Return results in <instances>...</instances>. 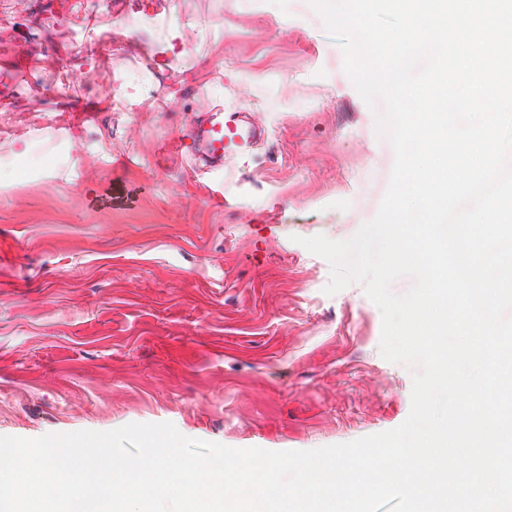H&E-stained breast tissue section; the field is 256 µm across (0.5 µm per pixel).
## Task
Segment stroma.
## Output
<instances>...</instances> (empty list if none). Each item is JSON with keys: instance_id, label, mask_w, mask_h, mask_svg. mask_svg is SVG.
I'll return each instance as SVG.
<instances>
[{"instance_id": "obj_1", "label": "stroma", "mask_w": 512, "mask_h": 512, "mask_svg": "<svg viewBox=\"0 0 512 512\" xmlns=\"http://www.w3.org/2000/svg\"><path fill=\"white\" fill-rule=\"evenodd\" d=\"M0 0V436L172 423L304 451L400 426L382 316L302 246L373 219L394 162L307 0ZM78 65L56 82L57 58ZM245 113L223 174L177 146Z\"/></svg>"}]
</instances>
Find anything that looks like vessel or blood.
I'll use <instances>...</instances> for the list:
<instances>
[{"label":"vessel or blood","mask_w":512,"mask_h":512,"mask_svg":"<svg viewBox=\"0 0 512 512\" xmlns=\"http://www.w3.org/2000/svg\"><path fill=\"white\" fill-rule=\"evenodd\" d=\"M256 137V128L244 127L239 113L225 111L217 105L190 126L187 149L207 170L220 171L226 158L246 153Z\"/></svg>","instance_id":"vessel-or-blood-1"}]
</instances>
